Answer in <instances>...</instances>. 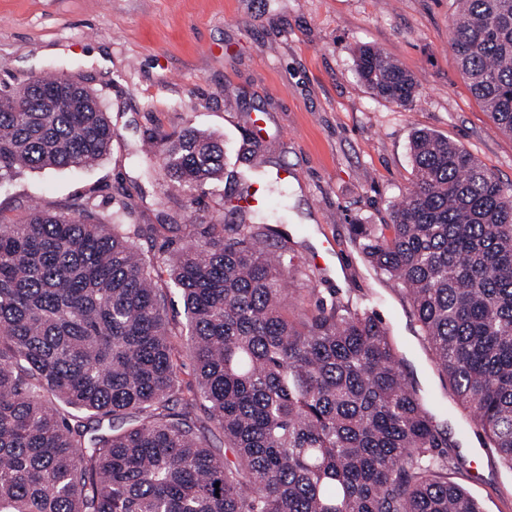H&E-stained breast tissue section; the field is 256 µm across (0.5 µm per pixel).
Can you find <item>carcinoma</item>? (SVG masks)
<instances>
[{
  "instance_id": "carcinoma-1",
  "label": "carcinoma",
  "mask_w": 512,
  "mask_h": 512,
  "mask_svg": "<svg viewBox=\"0 0 512 512\" xmlns=\"http://www.w3.org/2000/svg\"><path fill=\"white\" fill-rule=\"evenodd\" d=\"M458 3L450 46L512 135V0ZM356 66L392 103L419 93L378 49L360 48ZM49 92L79 111L49 109ZM115 137L100 97L65 74L0 89V181L91 167ZM410 150L392 223L354 225V243L402 288L448 393L512 471V189L431 132ZM140 155L191 194L178 223L142 224L122 200L100 213L88 196L0 224V512H482L448 481L452 444L376 315L346 303L289 316L293 259L270 257L286 241L272 220H207L198 191L224 177L221 145L184 129ZM187 220L194 233L172 252L138 249L173 242ZM197 408L234 459L210 446Z\"/></svg>"
}]
</instances>
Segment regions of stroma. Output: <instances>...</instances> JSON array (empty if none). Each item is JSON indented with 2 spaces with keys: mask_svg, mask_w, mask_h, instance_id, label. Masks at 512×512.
I'll return each mask as SVG.
<instances>
[{
  "mask_svg": "<svg viewBox=\"0 0 512 512\" xmlns=\"http://www.w3.org/2000/svg\"><path fill=\"white\" fill-rule=\"evenodd\" d=\"M454 0H0V84L66 71L103 100L118 136L90 170H26L0 183V219L92 197L152 223L187 203L136 151L187 127L224 147L209 219L281 217L300 273L290 305L347 301L376 312L418 388L458 443L463 485L483 512H512V471L487 455L448 396L404 292L363 260L355 224L389 223L413 179L416 131L470 151L512 185V136L472 95L450 48ZM383 50L418 82L406 107L359 79V47Z\"/></svg>",
  "mask_w": 512,
  "mask_h": 512,
  "instance_id": "stroma-1",
  "label": "stroma"
}]
</instances>
